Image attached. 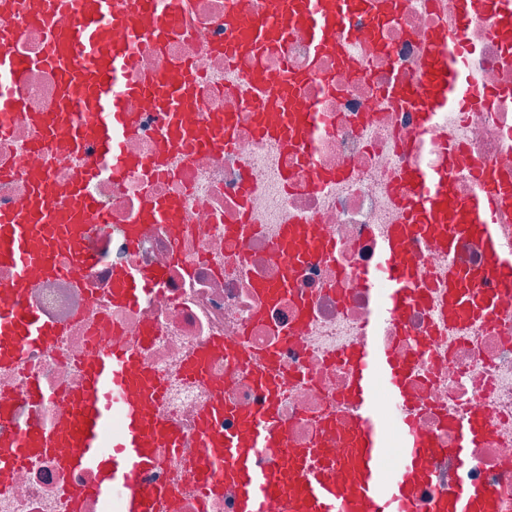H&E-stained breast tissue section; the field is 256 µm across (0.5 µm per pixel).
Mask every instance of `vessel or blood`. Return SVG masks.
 <instances>
[{"label":"vessel or blood","mask_w":512,"mask_h":512,"mask_svg":"<svg viewBox=\"0 0 512 512\" xmlns=\"http://www.w3.org/2000/svg\"><path fill=\"white\" fill-rule=\"evenodd\" d=\"M188 2L134 0L126 10L118 8L117 0H28L31 21L45 33L44 62L56 70L59 79L56 109L34 118L45 140L62 141L75 149L83 142H94L113 178L119 180L135 170L150 171L151 163L127 156L120 146V135L135 132L138 124L137 113L123 106L130 91L147 109L163 113L165 153L181 151L193 138L184 117L200 107L204 96L189 67L174 64L172 76H147L129 91L119 87L118 81L124 71L138 66L140 43H162L174 33ZM230 2L224 12V27L234 34L233 42L224 47L230 57L260 55L285 44L289 31L301 26L311 33L315 55L327 53L342 59L353 38L342 24L344 17L375 12V0H266L264 13L248 19L239 0ZM448 4L456 27L433 34L426 48L425 84L398 86L393 91L400 103L419 108L425 125L434 109L449 98L464 96L472 84L471 79L460 77L451 48L473 15H491L497 32L512 41V0H448ZM64 10L71 13L73 22L61 28L55 16ZM116 30L123 32L122 40H113ZM17 38V32L0 31L1 132L23 112L14 87L29 63L10 51ZM306 78V73L289 69L277 74L257 69L247 77L252 97L263 101L253 114L257 132L295 151L303 148L312 128L327 130L332 125L327 113L293 108L294 93ZM95 174V168L83 169L64 188L48 174L35 175L27 204L0 212V264L14 271L9 288L14 301L0 307L1 365L18 362L28 348L50 344L62 333L61 327L26 309L22 300L39 280L60 273L59 253L84 259L81 216L95 202L81 196L80 190ZM480 180L479 191L460 205L452 197L449 177L418 167L402 173L405 220L391 227L376 263L360 276L364 285H383L385 307L391 314H400L408 301L429 298L421 285V270L406 250L405 241L412 235L437 237L448 250L459 236L468 235L493 259L490 268L469 274L453 266L444 272L449 326L492 322L512 309V246L506 245L507 230L498 222L500 213L512 209V173L487 167L481 170ZM179 217L176 202L144 194L136 219L126 227L127 239L136 242L144 224H166ZM280 241L288 250L292 269L309 256L334 253L333 245L317 238L309 224L286 225ZM489 279L496 282V290L476 292V284ZM158 280L155 272L114 270L111 300L137 306ZM218 354L265 392L266 403L241 417L239 432H217L211 424L223 419L228 409L222 395L214 396L201 418L200 455L193 464L197 487L204 496L223 494L229 482L237 489L238 512H264L266 500L273 495L283 497L288 512H500L506 493L492 484L465 482L433 496L428 505H420L417 489L432 480L426 460L445 455L456 462L459 471L470 470L471 451L490 436V426L483 413L475 411L466 419L449 420L455 434L449 446L418 437L412 427L415 407L406 390L411 369L376 340L350 346L340 355L352 373L347 398L356 405L360 422L349 436L347 458L336 464L323 459L317 447L289 448L277 414L282 379L275 367V353H268L264 366L256 367L239 345L219 340L188 355L185 378L203 380L210 358ZM379 388L387 393L391 417L401 435L399 458L392 465L385 459L384 423L373 408ZM161 394L157 376L142 365L138 349H103L84 368L81 386L71 400L67 432L55 436L29 429L0 436V491L9 488L17 468L50 456L62 470L89 468L96 474L94 481L63 485L68 512H78L85 501L115 495L122 500L123 512H158L161 503L171 502V493L164 487L144 486L142 476L173 457L182 441L180 430L156 411ZM116 412L123 419L122 433L104 441L103 433ZM284 447L289 450L288 470L257 465L258 449ZM330 468L336 471L332 481L325 477Z\"/></svg>","instance_id":"vessel-or-blood-1"}]
</instances>
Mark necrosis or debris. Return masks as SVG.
<instances>
[{"instance_id":"4bbe7bcc","label":"necrosis or debris","mask_w":512,"mask_h":512,"mask_svg":"<svg viewBox=\"0 0 512 512\" xmlns=\"http://www.w3.org/2000/svg\"><path fill=\"white\" fill-rule=\"evenodd\" d=\"M226 5L227 0H193L191 19L163 48L142 43L138 66L121 81L134 86L144 75L169 74L172 63H188L207 90L189 123L196 135L213 137L222 132L226 117H234L232 143L208 149L189 143L163 156V114L147 110L138 98L127 99V111L139 115V130L122 137L125 153L147 161L157 158L161 164L147 180L134 172L119 182L103 171L85 183V193L111 221L100 223L99 211L83 216L88 226L84 248L95 256V265L61 255L64 274L41 279L26 293L25 307L61 326L63 333L52 344L28 350L16 364L0 365V402L13 408L11 420L0 423V433L30 427L64 431L84 365L105 347L136 346L143 365L163 384L159 414L172 419L184 437L179 456L146 472L143 484L168 487L179 512H237L233 486L201 500L190 475L198 454L196 433L215 392H222L232 411L216 421L220 430L235 428V414L253 412L265 396L220 356L207 365L208 381L190 382L182 374L188 353L216 338L239 343L257 364L267 350H277L284 379L278 416L289 447L315 444L338 460L347 453L344 436L357 421L355 409L343 402L350 372L336 354L361 342L372 323L393 355L416 368L407 384L419 409L416 433L448 444L453 435L444 424L447 415L482 412L492 433L483 446L472 449L475 465L466 478L500 485L512 496V320L474 322L459 334L440 324L443 270L451 265L480 268L489 264V256L467 238L450 251L434 237L411 239L410 253L424 271L433 301L410 302L397 318L387 314L382 288L359 280L360 272L375 264L380 240L402 220L400 172L412 166L449 172L455 197L463 203L478 191L483 166L512 171V43L492 34L488 16H475L458 48L459 66L475 80L465 98L435 110L425 127L418 112L396 104L388 93L400 84L421 85L422 47L437 29L452 24L441 0H386L385 18L377 26L367 16L352 18L356 36L347 64L331 56L314 58L308 31L294 29L287 52L267 50L262 63L273 74L287 65L311 71L310 80L296 91V103L302 111L333 117L331 131H315L304 155L256 135L251 109L237 91L254 62L246 56L228 58L219 50L230 38L223 25ZM0 30L20 31L12 50L32 63L17 88L24 113L0 136L4 211L28 200L29 173L45 172L58 184H69L95 146L89 142L78 151L40 143L30 117L52 111L58 97L56 72L41 62L42 31L19 11H0ZM325 75L332 89L322 86ZM320 171H343L348 178L320 183ZM285 172L290 181H282ZM146 192L177 201L181 218L151 225L132 247L126 226ZM302 222L313 225L319 238L334 242L336 251L330 258L302 263L288 282V255L278 240L283 225ZM241 223L245 232L229 240L226 227ZM119 266L157 270L162 280L138 306H116L111 302L112 270ZM262 283H282L286 289L266 304L257 292ZM302 299L310 306L303 323L297 320ZM148 326L154 338L144 345L140 337ZM32 376L45 389L37 406L18 399ZM327 416L334 417L335 426L325 431L317 422ZM95 478L89 470L62 471L53 458L42 457L14 473L10 489L0 493V512H66L62 486Z\"/></svg>"}]
</instances>
